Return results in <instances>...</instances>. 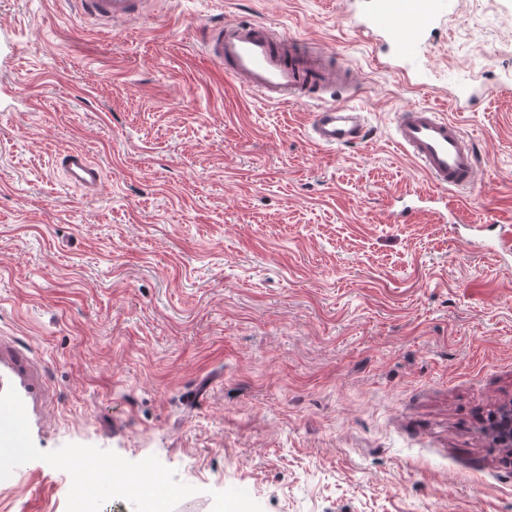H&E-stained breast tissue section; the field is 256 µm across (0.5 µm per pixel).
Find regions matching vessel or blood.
Wrapping results in <instances>:
<instances>
[{"label": "vessel or blood", "instance_id": "obj_1", "mask_svg": "<svg viewBox=\"0 0 512 512\" xmlns=\"http://www.w3.org/2000/svg\"><path fill=\"white\" fill-rule=\"evenodd\" d=\"M84 16L103 23L129 21L144 12V0H75ZM377 27L391 37L398 54L415 56V33L440 15L449 13L455 0H372ZM201 39L203 53L240 86L274 103L305 100L312 103L308 134L323 149H335L363 141L367 118L342 95L338 82L346 62L329 68L321 49L303 39L274 31L257 20L217 18L206 21ZM395 142L413 159L433 186L424 194L427 202L438 204L445 224L454 223L449 211L450 189L478 193V156L472 141L460 125L441 114L439 108L412 106L398 112ZM59 162L70 183L92 188L102 177L100 168L78 151L60 155ZM22 410L10 398L0 397V432L22 435Z\"/></svg>", "mask_w": 512, "mask_h": 512}]
</instances>
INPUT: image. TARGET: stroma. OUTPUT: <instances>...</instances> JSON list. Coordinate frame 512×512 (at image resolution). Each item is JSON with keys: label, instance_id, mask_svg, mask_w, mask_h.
<instances>
[{"label": "stroma", "instance_id": "stroma-1", "mask_svg": "<svg viewBox=\"0 0 512 512\" xmlns=\"http://www.w3.org/2000/svg\"><path fill=\"white\" fill-rule=\"evenodd\" d=\"M265 22L343 58L365 142L313 146L206 59L200 24ZM0 381L25 409L0 512H128L88 460L180 487L160 512H512V0H457L398 55L369 0H148L109 25L0 0ZM494 86L449 109L457 86ZM406 105L476 143V205L387 221L428 190ZM65 150L102 171L83 189Z\"/></svg>", "mask_w": 512, "mask_h": 512}]
</instances>
